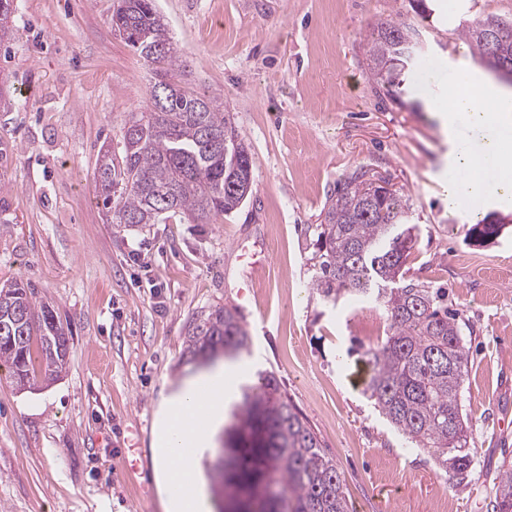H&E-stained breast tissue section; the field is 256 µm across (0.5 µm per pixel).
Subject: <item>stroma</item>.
Wrapping results in <instances>:
<instances>
[{"label":"stroma","instance_id":"1","mask_svg":"<svg viewBox=\"0 0 512 512\" xmlns=\"http://www.w3.org/2000/svg\"><path fill=\"white\" fill-rule=\"evenodd\" d=\"M116 0H17L0 41V285L31 283L69 337L58 381L22 391L0 367V512H163L154 423L161 400L196 371L189 323L236 309L250 337L246 370L273 369L340 472L353 512H489L512 461V196L448 203L461 154L490 134L434 103L477 67L455 33L476 16L512 20V0H155L190 86L221 95L253 161L254 190L212 224L118 229L98 206L102 145H117L153 83L116 35ZM414 24L422 50L399 102L376 93L366 35L377 19ZM360 171L409 207L407 278L448 290L469 350L462 413L472 481L449 487L427 450L408 449L354 382L351 345L385 338L386 315L309 287L327 196ZM509 222L476 246V214Z\"/></svg>","mask_w":512,"mask_h":512}]
</instances>
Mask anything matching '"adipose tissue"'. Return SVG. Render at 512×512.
Here are the masks:
<instances>
[{"label": "adipose tissue", "mask_w": 512, "mask_h": 512, "mask_svg": "<svg viewBox=\"0 0 512 512\" xmlns=\"http://www.w3.org/2000/svg\"><path fill=\"white\" fill-rule=\"evenodd\" d=\"M448 113H471L478 123L512 127V91L469 84L452 87ZM224 424V367L216 365L163 399L155 425L154 465L165 512H213L200 468Z\"/></svg>", "instance_id": "ef3b65f1"}]
</instances>
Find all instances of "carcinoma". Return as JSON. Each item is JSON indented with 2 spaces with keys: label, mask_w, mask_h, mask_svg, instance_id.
<instances>
[{
  "label": "carcinoma",
  "mask_w": 512,
  "mask_h": 512,
  "mask_svg": "<svg viewBox=\"0 0 512 512\" xmlns=\"http://www.w3.org/2000/svg\"><path fill=\"white\" fill-rule=\"evenodd\" d=\"M112 30L152 66L149 104L131 113L120 146L103 149L95 168L97 197L119 228L169 220L211 224L240 209L253 194L252 157L236 132L224 100L186 86V67L155 0H119ZM459 38L490 69L512 62V29L503 20L478 17ZM418 31L409 23L380 20L371 27L367 67L378 89L396 99L397 87L414 65ZM408 207L394 192L355 171L343 178L323 209L315 238L310 288L336 303L357 296L386 313L389 332L368 348L359 346L367 369V397L405 440L430 449L454 488L468 485L474 464L471 430L460 393L468 353L448 292L404 279L413 248ZM65 335L56 312L29 283L0 287V361L25 386L42 373L54 380L68 351L51 348ZM191 360L224 355L234 360L250 338L238 313L224 308L194 320L188 329ZM235 421L224 429V471L216 482L226 491H258L267 480L277 493L258 512H349L336 462L272 371L257 373L254 387H241ZM492 512H512V463L502 462Z\"/></svg>",
  "instance_id": "obj_1"
}]
</instances>
